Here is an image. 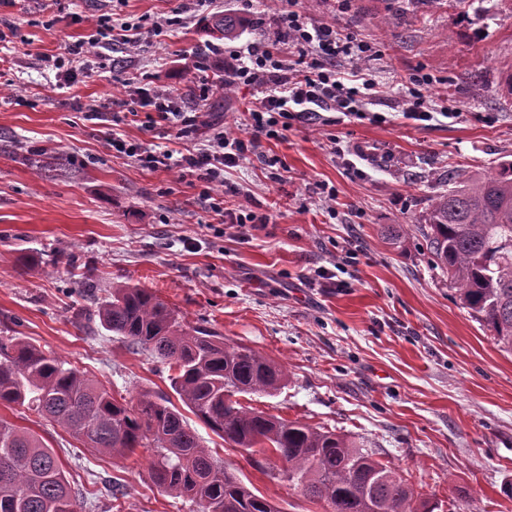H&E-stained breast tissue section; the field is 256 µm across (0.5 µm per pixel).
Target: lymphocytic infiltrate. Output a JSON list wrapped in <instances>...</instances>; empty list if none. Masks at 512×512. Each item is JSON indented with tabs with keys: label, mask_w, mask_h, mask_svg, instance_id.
I'll return each mask as SVG.
<instances>
[{
	"label": "lymphocytic infiltrate",
	"mask_w": 512,
	"mask_h": 512,
	"mask_svg": "<svg viewBox=\"0 0 512 512\" xmlns=\"http://www.w3.org/2000/svg\"><path fill=\"white\" fill-rule=\"evenodd\" d=\"M93 25L94 31L87 38L67 44L63 53L45 59L47 66L55 69L63 86L77 82L83 59L94 53L101 41L109 39L134 45L143 34L141 23L132 20L114 24L102 15ZM288 48L311 54V61L301 67L286 62L282 52ZM367 50L363 41L342 34L336 26L309 23L305 11L297 8L295 0H288L287 5L278 10L276 22L263 42L230 53L224 60L225 87L245 85L261 95L256 109L249 112L247 137H231L217 127L206 144L195 147L199 112L182 106L172 88L156 84L146 88L129 83L123 97L102 105H90L83 118L111 127L105 145L113 152L137 159L148 169L176 170L182 177L203 183L208 211L220 220L240 225L266 224L271 220L268 214L244 206L225 208L221 192L225 168L237 165L256 151L262 140L279 138L292 121L318 118L320 107L330 106L349 119L362 118L363 106L374 88L372 80L363 76ZM339 58L348 61L349 73L338 72L333 67V60ZM142 108L147 111L144 129H159L186 142L185 153L177 156L167 149H148L142 143L120 136L118 128L126 116L137 115Z\"/></svg>",
	"instance_id": "lymphocytic-infiltrate-1"
}]
</instances>
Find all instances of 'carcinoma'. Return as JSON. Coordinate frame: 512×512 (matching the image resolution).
Segmentation results:
<instances>
[{
    "instance_id": "obj_1",
    "label": "carcinoma",
    "mask_w": 512,
    "mask_h": 512,
    "mask_svg": "<svg viewBox=\"0 0 512 512\" xmlns=\"http://www.w3.org/2000/svg\"><path fill=\"white\" fill-rule=\"evenodd\" d=\"M244 21L214 20L225 38ZM433 263L473 316L512 351V159L483 177L448 171V191L426 215ZM100 325L172 371L171 387L199 421L250 456H274L288 486L325 512H439L373 452L331 431L243 406L237 395L279 390L283 367L201 327L185 329L147 288L119 284L97 310ZM20 405L97 452L154 449L153 484L196 505L192 512H281L203 447L165 395L124 396L23 336H0V405ZM77 497L53 449L0 419V512H77Z\"/></svg>"
}]
</instances>
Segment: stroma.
<instances>
[{"mask_svg": "<svg viewBox=\"0 0 512 512\" xmlns=\"http://www.w3.org/2000/svg\"><path fill=\"white\" fill-rule=\"evenodd\" d=\"M181 0H15L0 19V330L12 328L126 399L172 395L170 371L88 321L117 282L147 288L187 327L217 332L286 369L273 394L243 405L371 448L444 512H512V352L464 308L436 267L419 225L448 172L478 176L512 157V0H299L313 23L371 47L380 94L365 118L293 121L283 139L224 171V205L270 212L240 231L203 227L201 183L150 171L109 152L83 120L85 105L122 96L127 79L159 80L185 102L216 83L225 55L262 40L266 0H212L177 14ZM163 21L139 44H108L88 76L59 88L44 56L88 34L99 15ZM245 25L234 39L206 28L215 15ZM428 76L437 111L404 114L413 78ZM249 88L215 91L206 109L228 135L247 134ZM364 153L354 166L332 144ZM333 186L324 202L315 183ZM334 272L318 281L316 271ZM0 418L53 448L81 495L77 512H189L190 501L150 479L154 452L92 453L63 428L13 405ZM203 446L280 512H324L269 478L197 418Z\"/></svg>", "mask_w": 512, "mask_h": 512, "instance_id": "35a3bbf8", "label": "stroma"}]
</instances>
